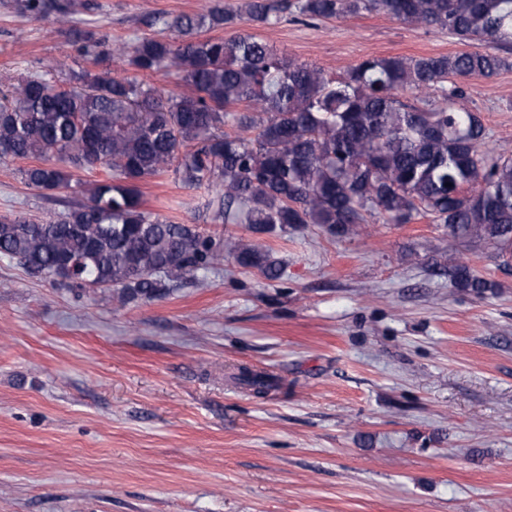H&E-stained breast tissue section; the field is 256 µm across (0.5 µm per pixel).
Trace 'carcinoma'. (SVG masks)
Listing matches in <instances>:
<instances>
[{"mask_svg": "<svg viewBox=\"0 0 512 512\" xmlns=\"http://www.w3.org/2000/svg\"><path fill=\"white\" fill-rule=\"evenodd\" d=\"M288 9L310 19L386 13L446 32L485 51L370 57L338 78L299 63L253 33L199 39L246 15L252 26L279 23ZM36 16L70 23L71 0H24ZM240 13L216 0L197 14L158 16L171 36L143 37L104 51L92 29L69 28L86 61L116 58L133 75L86 69L64 88L39 76L17 81L0 103L4 159L27 161L24 183L46 196L82 185L78 174L106 170L58 218L0 215V258L50 276L62 259L77 267L66 284L111 291L123 302L163 297L226 257L271 279L283 273L269 250L236 244L145 210L139 182L172 173L210 189L215 224H244L260 235L317 228L352 240L367 224H442L459 243L485 245L512 262V155L488 147L480 113L463 100L473 78L508 66L512 0H292L280 7L245 0ZM191 93H167L139 79L170 66ZM409 92L417 103L400 99ZM457 288L482 295L492 284L464 264L448 268ZM233 379L263 395L276 376L241 366Z\"/></svg>", "mask_w": 512, "mask_h": 512, "instance_id": "cac0c4a2", "label": "carcinoma"}]
</instances>
